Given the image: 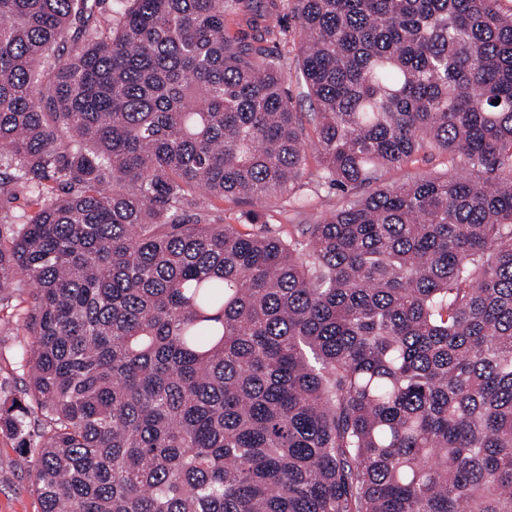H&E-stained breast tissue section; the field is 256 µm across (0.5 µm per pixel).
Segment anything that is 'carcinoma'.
I'll return each instance as SVG.
<instances>
[{"label":"carcinoma","instance_id":"obj_1","mask_svg":"<svg viewBox=\"0 0 512 512\" xmlns=\"http://www.w3.org/2000/svg\"><path fill=\"white\" fill-rule=\"evenodd\" d=\"M105 2L0 0V202L35 195L0 431L41 512H512V12ZM420 155L453 172L381 184ZM334 188L293 236L211 223ZM282 25L286 30L285 38H277L263 44L267 52L280 59L288 75L287 87L293 98V104L297 111L307 112L308 103L299 95L301 89L296 81V48L298 42V33L294 21L287 13L283 16ZM252 208V206L244 201L231 197H224V200L216 201L211 211L215 222L220 224H240V215L243 211Z\"/></svg>","mask_w":512,"mask_h":512}]
</instances>
